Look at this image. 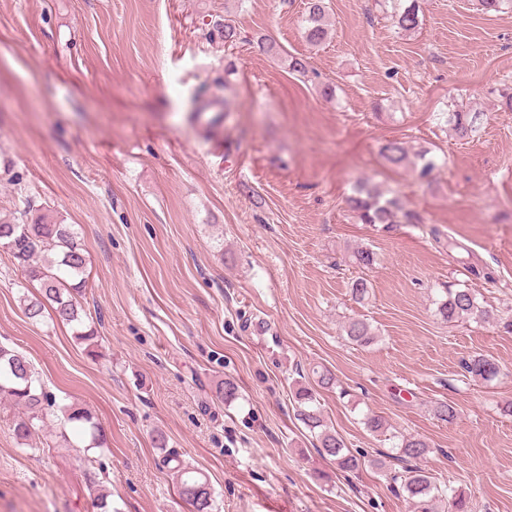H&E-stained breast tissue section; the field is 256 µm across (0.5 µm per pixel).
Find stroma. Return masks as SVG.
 <instances>
[{"label": "stroma", "instance_id": "obj_1", "mask_svg": "<svg viewBox=\"0 0 512 512\" xmlns=\"http://www.w3.org/2000/svg\"><path fill=\"white\" fill-rule=\"evenodd\" d=\"M413 2L420 25L401 32L393 14ZM326 3L329 36L313 47L303 0H0V213L27 199L25 221L75 225L98 336L92 357L70 326L30 320L21 298L39 287L0 247V344L57 400L33 448L0 400V512H99L101 492L112 512H190L160 434L208 477L215 512H412L374 469L337 470L297 420L294 392L320 367L337 384L317 398L347 448L389 451L362 422L382 416L427 440L423 468L472 512H512V334L445 321L433 304L448 282L512 313V112L499 97L512 87V10ZM228 10L242 36L231 48ZM262 36L279 56L254 48ZM290 55L308 58L307 76L289 72ZM223 82V128L192 123ZM455 102L479 114L470 138L446 122ZM393 138L442 166L427 180L391 167L380 148ZM360 180L421 223H359L345 199ZM359 246L375 254L362 273L349 264ZM351 318L377 340L352 344ZM476 353L497 378L464 380ZM222 379L235 399L217 398ZM440 401L453 422L434 415ZM62 403L89 409L105 445L63 431Z\"/></svg>", "mask_w": 512, "mask_h": 512}]
</instances>
